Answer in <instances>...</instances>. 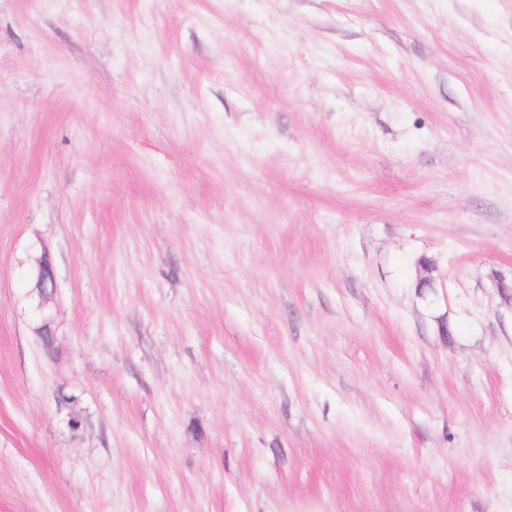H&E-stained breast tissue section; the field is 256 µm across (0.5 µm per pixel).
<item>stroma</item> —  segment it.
Here are the masks:
<instances>
[{
	"mask_svg": "<svg viewBox=\"0 0 512 512\" xmlns=\"http://www.w3.org/2000/svg\"><path fill=\"white\" fill-rule=\"evenodd\" d=\"M0 512H512V0H0Z\"/></svg>",
	"mask_w": 512,
	"mask_h": 512,
	"instance_id": "1",
	"label": "stroma"
}]
</instances>
